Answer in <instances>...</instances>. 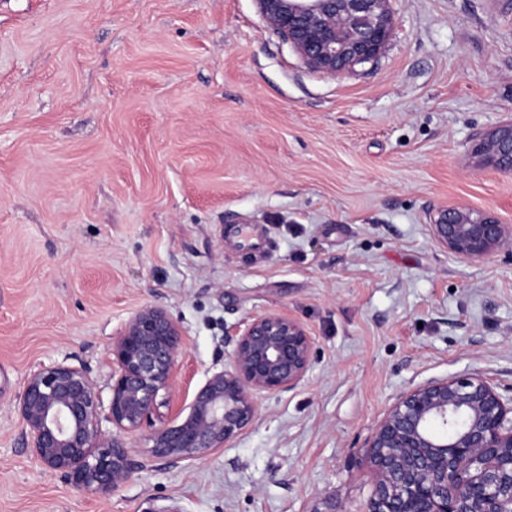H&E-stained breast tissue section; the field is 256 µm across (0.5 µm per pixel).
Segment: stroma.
Wrapping results in <instances>:
<instances>
[{
    "label": "stroma",
    "instance_id": "stroma-1",
    "mask_svg": "<svg viewBox=\"0 0 512 512\" xmlns=\"http://www.w3.org/2000/svg\"><path fill=\"white\" fill-rule=\"evenodd\" d=\"M389 8L383 55L330 76L257 0H0V512H364L403 392L475 373L512 397V250L471 263L430 230L458 204L512 224V173L470 155L512 118V0ZM146 305L183 332L156 426L254 317L301 321L311 365L205 458L122 435L141 466L93 496L36 459L17 397L65 363L109 400Z\"/></svg>",
    "mask_w": 512,
    "mask_h": 512
}]
</instances>
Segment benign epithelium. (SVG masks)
<instances>
[{
  "label": "benign epithelium",
  "instance_id": "1",
  "mask_svg": "<svg viewBox=\"0 0 512 512\" xmlns=\"http://www.w3.org/2000/svg\"><path fill=\"white\" fill-rule=\"evenodd\" d=\"M267 24L314 70L336 76L375 61L393 22L388 0H258ZM471 154L512 172V120L482 134ZM435 241L479 262L512 247V225L465 207L437 213ZM231 367L193 395L188 415L150 433L155 457L170 464L226 446L257 415L255 395L297 386L309 370L312 339L282 314L253 318L235 332ZM183 345L178 322L144 306L112 341L107 420L117 431L152 426L161 393L174 385ZM102 401L88 372L63 363L35 371L18 396L27 443L46 467L91 495L124 483L133 464L102 429ZM377 481L366 512H512V401L476 374L420 385L390 408L368 450Z\"/></svg>",
  "mask_w": 512,
  "mask_h": 512
}]
</instances>
